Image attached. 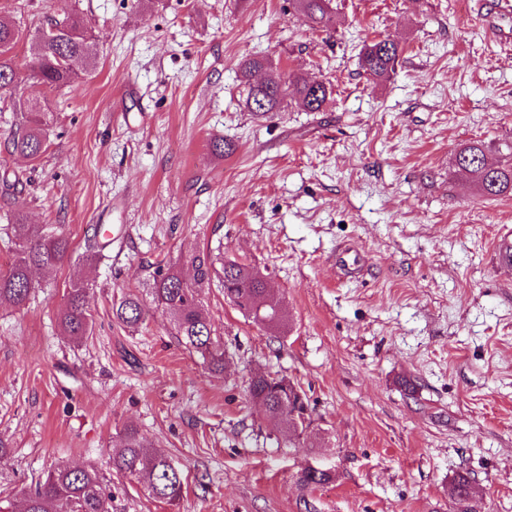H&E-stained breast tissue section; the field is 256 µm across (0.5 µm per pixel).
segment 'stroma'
Listing matches in <instances>:
<instances>
[{
  "label": "stroma",
  "instance_id": "obj_1",
  "mask_svg": "<svg viewBox=\"0 0 512 512\" xmlns=\"http://www.w3.org/2000/svg\"><path fill=\"white\" fill-rule=\"evenodd\" d=\"M495 2L331 0L339 25L326 34L288 0H0L29 32L84 13L97 56L49 91L27 43L16 50L18 93L50 123L38 161L0 147V171L18 179L0 195V273L18 209L64 228L72 253L35 272L25 307L0 304V491L21 499L70 464L100 471L112 512H448L466 472L472 512H512V266L496 251L512 195L480 196L454 166L464 144L493 159L512 140V39L486 24ZM375 38L402 49L383 82L359 66ZM250 57L325 82L322 111L250 112ZM101 224L115 241L91 264ZM218 250L268 277L287 332L211 283L202 304L227 359L212 374L162 312L135 329L113 318L157 266L189 277L193 253ZM342 252L361 273L340 267ZM76 280L92 315L77 346L57 321ZM260 371L305 393L299 447L249 402ZM129 425L182 470L177 507L113 468ZM309 465L335 479L307 496L295 476Z\"/></svg>",
  "mask_w": 512,
  "mask_h": 512
}]
</instances>
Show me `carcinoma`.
Listing matches in <instances>:
<instances>
[{"label":"carcinoma","instance_id":"carcinoma-1","mask_svg":"<svg viewBox=\"0 0 512 512\" xmlns=\"http://www.w3.org/2000/svg\"><path fill=\"white\" fill-rule=\"evenodd\" d=\"M294 11L302 15L310 27L329 33L335 21L329 0H290ZM58 33L49 39L32 36L30 67L39 80L60 88L74 79L68 60H88L92 54L89 21L79 12H63L58 21ZM24 37L22 29L7 21H0V98H8L13 107L24 112L20 130L12 133L7 142L8 151L30 159L38 158L46 150L47 113L35 104L15 98L17 71L13 50ZM401 54L399 45L385 39H373L365 44L360 54L361 69L377 81H383L395 71ZM329 88L322 82L293 77L283 82L269 77L249 86L248 107L261 115L279 111L284 99L294 97L306 111L322 110ZM496 162L488 160L482 143L463 145L455 155V166L469 178L485 197L512 194V142L505 141ZM17 257L9 271L0 274V301L16 307L26 305L35 288L31 269L52 270L63 262L71 248L70 237L62 230L44 232L27 223L22 211L12 218ZM193 281H187L174 267H158L147 285L149 301L136 293L125 295L113 304L112 315L123 325L136 328L143 324L151 310L168 314L173 331L183 343L190 346L206 362L213 373L224 371V345L213 336L212 324L201 304V291L217 276L227 298L256 323L274 329L288 327L287 316L270 288L266 278L251 264L227 259L221 268L209 254L190 257ZM88 287L74 281L66 294V302L59 316L63 335L80 344L91 330L87 306ZM249 399L260 405L266 418L276 426L283 418L292 423L291 433L305 428L307 403L305 394L285 378L268 374L253 375L247 385ZM115 468L140 484L148 496L168 506H176L184 495L180 470L164 454L147 445L138 430L124 429L121 445L112 457ZM334 480L327 470L306 469L296 481L303 492L311 493ZM453 512H469L472 481L466 474L456 475L452 482ZM20 512H112V495L106 491L102 479L93 468H74L59 465L24 495Z\"/></svg>","mask_w":512,"mask_h":512}]
</instances>
